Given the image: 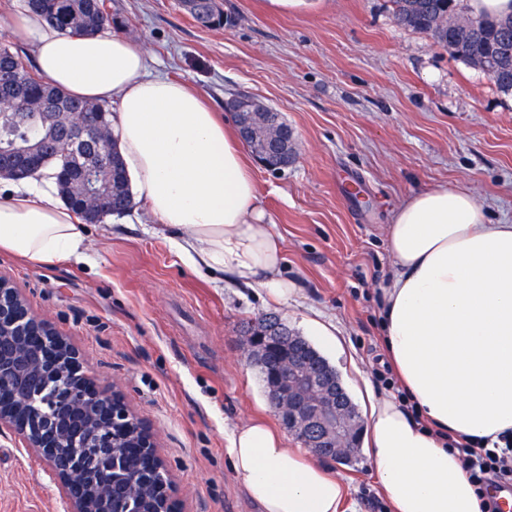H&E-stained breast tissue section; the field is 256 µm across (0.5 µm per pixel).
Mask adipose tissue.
<instances>
[{"instance_id":"adipose-tissue-1","label":"adipose tissue","mask_w":512,"mask_h":512,"mask_svg":"<svg viewBox=\"0 0 512 512\" xmlns=\"http://www.w3.org/2000/svg\"><path fill=\"white\" fill-rule=\"evenodd\" d=\"M11 31L34 42L48 81L111 102L132 192L158 223L182 231L178 248L191 267L278 300L294 293L254 176L199 91L148 75L143 49L126 36L64 34L28 11ZM385 238L393 265L380 321L402 392L370 394L368 456L391 512H481L442 437L491 445L512 436V224L490 223L470 192L437 186L402 202ZM0 251L50 266L89 260L90 243L73 212L27 178L0 201ZM227 443L261 512H339L345 485L269 426H240Z\"/></svg>"}]
</instances>
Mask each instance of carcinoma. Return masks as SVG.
I'll list each match as a JSON object with an SVG mask.
<instances>
[{"label": "carcinoma", "instance_id": "1", "mask_svg": "<svg viewBox=\"0 0 512 512\" xmlns=\"http://www.w3.org/2000/svg\"><path fill=\"white\" fill-rule=\"evenodd\" d=\"M190 13L198 20L207 17L211 24L222 26L230 18L216 12L215 0H192ZM394 21L428 36L434 44L445 47L458 59L482 65L481 71L504 94H512V15L489 19L457 18L459 0H391ZM22 9L42 14L52 26L70 35H87L112 27V16L104 0H22ZM14 72L23 99H0V164L22 152L31 151L39 163L31 175L53 180L64 203L73 211L81 210L92 193L106 196L109 211L84 221L96 224L112 214H122L133 206L129 180L118 153L114 136H109L108 150L99 152L96 145L73 154L60 143V131L75 117L94 123L101 120L112 130V109L106 103L73 98L32 71L12 46L0 43V65ZM54 98L60 102L57 115L44 114L40 102ZM282 330L304 351L307 364L336 373L333 365L304 337L281 324ZM119 461L115 476L120 478L129 468H147L149 461L132 448H117Z\"/></svg>", "mask_w": 512, "mask_h": 512}]
</instances>
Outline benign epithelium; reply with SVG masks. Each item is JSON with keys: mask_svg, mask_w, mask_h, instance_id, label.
<instances>
[{"mask_svg": "<svg viewBox=\"0 0 512 512\" xmlns=\"http://www.w3.org/2000/svg\"><path fill=\"white\" fill-rule=\"evenodd\" d=\"M226 108L240 138L249 139L251 128L240 118L245 105L233 98ZM92 140L101 148L107 146L103 125L78 121L63 136L73 152ZM247 344L252 361L265 348L281 353L271 383L278 416L288 432L318 455L324 448L344 453L353 414L337 380L307 371L292 350L265 339L261 331L250 334ZM4 430L46 461L66 512H116V501L146 496V512H179L170 479L162 478L150 487L146 478L133 474L117 483L112 462L101 459L89 464L83 454L59 452L61 448H135L156 470L168 473L157 452L155 433L132 412L124 393L90 374L79 350L51 321L34 314L21 291L0 276V432Z\"/></svg>", "mask_w": 512, "mask_h": 512, "instance_id": "1", "label": "benign epithelium"}]
</instances>
